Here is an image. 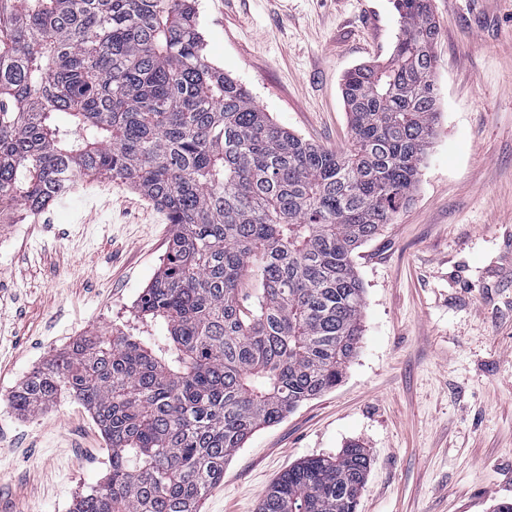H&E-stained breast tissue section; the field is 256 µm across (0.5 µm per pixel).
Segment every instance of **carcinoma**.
I'll use <instances>...</instances> for the list:
<instances>
[{"label": "carcinoma", "instance_id": "carcinoma-1", "mask_svg": "<svg viewBox=\"0 0 512 512\" xmlns=\"http://www.w3.org/2000/svg\"><path fill=\"white\" fill-rule=\"evenodd\" d=\"M385 62L342 83L349 147L275 124L204 54L193 0H0V212L66 206L60 182L151 200L168 251L137 305L152 336L78 338L11 398L68 392L111 448L73 512H200L259 428L336 387L362 336L356 250L413 198L439 122L431 0H394ZM370 468L351 443L282 473L258 512H357Z\"/></svg>", "mask_w": 512, "mask_h": 512}]
</instances>
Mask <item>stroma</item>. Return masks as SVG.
Returning <instances> with one entry per match:
<instances>
[{"instance_id": "1", "label": "stroma", "mask_w": 512, "mask_h": 512, "mask_svg": "<svg viewBox=\"0 0 512 512\" xmlns=\"http://www.w3.org/2000/svg\"><path fill=\"white\" fill-rule=\"evenodd\" d=\"M209 61L279 126L349 145L340 83L387 59L392 0H198ZM441 116L410 205L356 253L363 332L342 381L255 431L202 512H257L297 462L359 442L357 512H492L512 501V0H432ZM0 256V512H73L110 450L69 396L10 404L97 329L165 339L136 304L166 254L163 213L127 185L78 182Z\"/></svg>"}]
</instances>
